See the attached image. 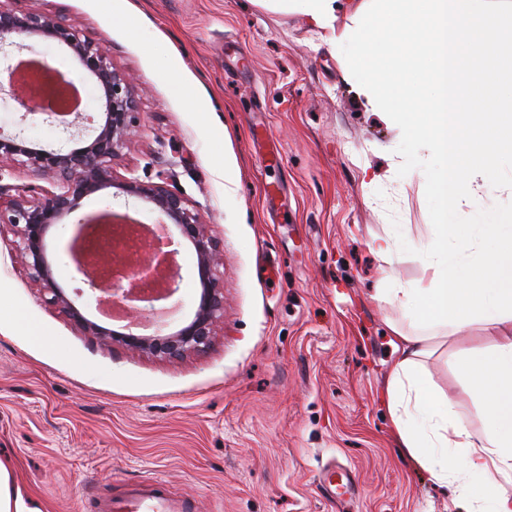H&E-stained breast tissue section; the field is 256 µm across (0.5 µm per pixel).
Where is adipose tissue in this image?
<instances>
[{
  "label": "adipose tissue",
  "instance_id": "ef3b65f1",
  "mask_svg": "<svg viewBox=\"0 0 512 512\" xmlns=\"http://www.w3.org/2000/svg\"><path fill=\"white\" fill-rule=\"evenodd\" d=\"M271 12L295 13L322 38L343 35L365 0H253ZM482 336L460 350L453 366L473 396L479 428L429 381L425 362L436 339L455 326L415 329L390 323L398 353L383 392L397 445L467 512H512V319L481 321Z\"/></svg>",
  "mask_w": 512,
  "mask_h": 512
}]
</instances>
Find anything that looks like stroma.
Returning <instances> with one entry per match:
<instances>
[{"label":"stroma","instance_id":"1","mask_svg":"<svg viewBox=\"0 0 512 512\" xmlns=\"http://www.w3.org/2000/svg\"><path fill=\"white\" fill-rule=\"evenodd\" d=\"M61 11L136 76L140 131L113 166L165 178L205 215L224 256V321L210 347L169 362L105 346L49 303L0 233V457L38 512H95L152 477L197 512H448V496L397 448L379 399L396 360L382 274L419 279L434 240L425 175L397 171L398 131L359 104L335 50L300 16L251 0H7ZM134 27H127V20ZM100 111L92 79L64 49L30 38ZM191 84L187 98L181 83ZM56 147L38 112L0 94V127ZM370 165L374 182L362 180ZM111 210L153 225L150 205L109 187L47 238L56 277H73L77 221ZM400 227L411 253L382 266L377 237ZM167 330L195 311V257L180 246ZM53 342L45 348L28 327ZM425 364L476 423L451 355Z\"/></svg>","mask_w":512,"mask_h":512}]
</instances>
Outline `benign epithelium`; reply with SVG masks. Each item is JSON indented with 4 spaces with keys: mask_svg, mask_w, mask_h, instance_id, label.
I'll list each match as a JSON object with an SVG mask.
<instances>
[{
    "mask_svg": "<svg viewBox=\"0 0 512 512\" xmlns=\"http://www.w3.org/2000/svg\"><path fill=\"white\" fill-rule=\"evenodd\" d=\"M33 36L65 46L79 60L95 81L104 111L93 117L85 112L42 109L44 120L57 127L66 140L78 143L75 148L50 149L30 139L22 129L7 133L0 127V168L19 167L52 179L49 188L33 194L23 187L8 200H0V228L9 227L18 258L30 278L81 332L104 345L119 344L168 361L205 351L215 327L224 321V285L218 275L223 257L204 215L166 181L143 182L119 175L113 167V160L138 135L135 78L114 67L106 51L67 23L61 13L18 11L0 5V89L9 86L18 102L22 94L10 80L16 69L12 48L24 47L23 40ZM111 186L151 205L160 216V222L149 230L151 239L142 240L128 259L110 262L105 252L89 251L88 240L111 224H133L135 220L110 210L104 212L112 218L110 222L78 220L84 233L74 241L78 248L72 249L75 272L82 276L96 303H101V294L121 302L126 324L120 331L89 318L66 294L47 250L50 230L75 213L85 197ZM182 241L190 243L196 254L198 307L192 319L176 331L138 333V316L155 311V302L177 291V273L167 264L172 254L169 247Z\"/></svg>",
    "mask_w": 512,
    "mask_h": 512,
    "instance_id": "obj_1",
    "label": "benign epithelium"
}]
</instances>
